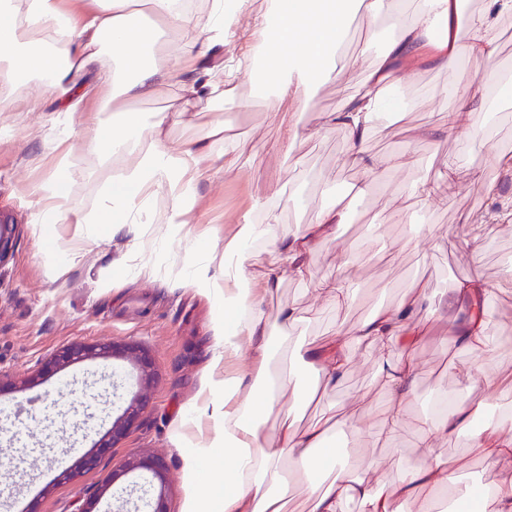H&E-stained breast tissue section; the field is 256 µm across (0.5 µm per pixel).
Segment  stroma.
Instances as JSON below:
<instances>
[{"label":"stroma","instance_id":"obj_1","mask_svg":"<svg viewBox=\"0 0 512 512\" xmlns=\"http://www.w3.org/2000/svg\"><path fill=\"white\" fill-rule=\"evenodd\" d=\"M363 42L364 26L358 21L346 58L350 85L319 86L306 111L289 99L278 116L262 112L251 98V71L240 67L235 96L225 100L223 111L188 112L165 130V137L177 142L202 136L214 123L226 129L223 157L199 185V203L179 231L162 229L156 222L128 224L106 238L96 224L42 223L41 206L30 190L53 170L58 105L38 81L18 88L17 110L0 112V213L13 220V247L0 260V376L12 385L0 391V406L21 404L25 410L0 417V512L29 507L70 512L76 499L97 492L102 495L98 512H113L120 489L107 480L136 453L166 461L168 507L185 512L194 491L187 479L186 454L190 447H204L207 433L183 429L181 422L209 418L211 371L233 377L258 356L256 345L247 343L224 365L213 367L220 345L213 328L223 309L205 287L188 285V275L208 252H222L225 237L237 231L253 201L273 189L287 185L298 191L275 211L284 230L292 231L314 221L325 193L345 194L352 183L363 180L362 170L342 162L347 132L324 126L325 113L360 84L369 64L360 55ZM447 86V71L429 67L399 86L400 94L416 99V110L384 118L365 147L372 154L412 148L413 165L389 170L354 199L336 238L319 243L309 257L313 275L321 276L335 272L342 254L357 252L363 266L353 279L356 300L332 310L304 283L288 278L261 305L271 325L280 310L295 306L300 320L290 336L298 343L318 342L334 328L351 329L369 313L396 305L409 286L421 285L432 315L415 359L414 414L421 413L422 399L432 393L466 390L474 400L487 396L483 387L466 389L458 369L469 355L452 333L466 309L451 305L450 299L460 282L475 276L490 290L486 333L497 346L482 366L512 382V288L501 285L505 261L512 258V221L499 218L502 209L512 210V174L493 160L497 154L512 157V104L475 95V103L494 116L491 140L458 134L432 138L429 130L446 120ZM31 100L39 101L38 109H28ZM98 103V92L90 91L69 138L77 174L67 191L81 215L97 211L104 188L112 182L111 164L81 147ZM293 119L301 130L296 137L289 131ZM452 155L459 157L461 167L445 190L447 204L428 206L408 193L412 183L442 172ZM475 170L481 172L480 180L472 179ZM436 235L444 236L442 246H434ZM52 254L66 264L61 273L47 266ZM112 343H135L149 352L155 366L149 386H141L136 369L122 360L87 359L53 372L43 369L64 347ZM375 357L366 345L353 346L335 402L293 407L284 399L279 407L292 409L301 429L322 417H350L352 424L339 439L348 464L360 471L378 467L380 475L393 481L416 462L417 436L409 422L391 441L369 427V408L385 400ZM142 390L149 399L147 412L108 448L102 468L71 481L62 479L64 467L77 460L69 452L71 445L85 454L98 451L113 416Z\"/></svg>","mask_w":512,"mask_h":512}]
</instances>
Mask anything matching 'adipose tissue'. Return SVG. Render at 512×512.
<instances>
[{
    "label": "adipose tissue",
    "instance_id": "adipose-tissue-1",
    "mask_svg": "<svg viewBox=\"0 0 512 512\" xmlns=\"http://www.w3.org/2000/svg\"><path fill=\"white\" fill-rule=\"evenodd\" d=\"M232 21L237 30L263 32L262 81L265 92L257 96L259 107L269 114L280 111L284 97H292L301 109L313 102L317 84H349V69L336 63V49L348 28L354 10H362L367 22L362 54L372 55L356 93L340 99L327 113L326 126H338L349 135L345 163L360 167L365 180L353 184L349 193L364 195L376 174L384 169L410 164V153L390 157L366 152L364 143L384 116L414 108L412 99L399 96L395 87L415 68L431 65L448 73V94L454 108L443 127L447 133L486 137L487 122L482 109L473 105L467 92L475 78L501 89L504 82L494 64L498 58L496 27L501 16L512 13V0H483L478 9L462 15L460 0H419L413 13H406L402 0H273L269 12L257 14L250 0H235ZM135 0H97V8L83 27H76L57 0H0V46L7 48L8 87L0 89V112L15 108L14 86L32 77L40 78L46 90L63 100V120H72L84 98L82 77L96 72L107 92L100 99L102 120L87 129L84 149L101 159L123 160L112 171V191L107 203L93 216V223L111 235L116 224H138L152 197L165 194L163 222L182 228L197 204V188L214 169L220 153L215 140L204 136L195 141L170 142L163 132L184 113L212 110L224 101L219 80L196 78L180 85L172 111L158 112L145 122L129 101L156 96L167 81L153 62L156 32L138 22ZM223 0H212L198 37L188 43L171 40L168 52L176 58L206 56L224 34ZM390 37L380 50H373L381 28ZM467 39H460V31ZM111 57V68H101L102 57ZM74 173L73 151L66 148L54 157L53 175L35 187L46 224L80 223L68 204L63 179ZM345 214L342 198L323 203L314 223L295 233L282 231L277 221L240 225L225 241L218 258V274L208 267L196 269L194 283L209 288L224 308V319L215 333L222 342L213 356V366L240 351L242 339L257 346L266 342L267 324L260 311L263 294L272 293L284 278L304 281L324 300L339 308L352 299L353 265L341 263L335 273L313 276L308 257L319 241L328 239ZM265 239L280 254L279 263L254 275L246 269L252 241ZM263 290H256L255 281ZM471 311L458 331L462 347L479 357L491 349L484 332L485 318L479 313L487 290L480 279L462 282L455 290ZM425 296L413 289L396 307L384 308L358 322L350 330L336 329L326 343L295 348L290 336L280 338L279 354L263 353L251 371L252 378L266 385L263 394L245 403L233 396L241 378L216 377L211 381L221 403L213 418L206 448L190 458L192 474H199L201 457L216 463L223 478V493L206 489L190 512H288L291 486L304 482L303 512H346L357 502L361 512H401L412 501L416 512H432L433 495L456 484L457 463L448 461L436 446L440 437L466 428L474 407L459 397L455 407L436 418L417 420L419 463L404 470L398 481L384 483L357 473L347 466L336 447V435L347 420L318 421L297 431L289 414L269 420L268 412L289 392L298 377L311 374L314 382L307 401L335 396L351 363V347L366 344L377 352V380L387 398L384 408L372 411L378 434L390 437L409 419L415 388L413 352L423 335L419 313ZM468 453L487 465L512 472V415L471 431Z\"/></svg>",
    "mask_w": 512,
    "mask_h": 512
}]
</instances>
